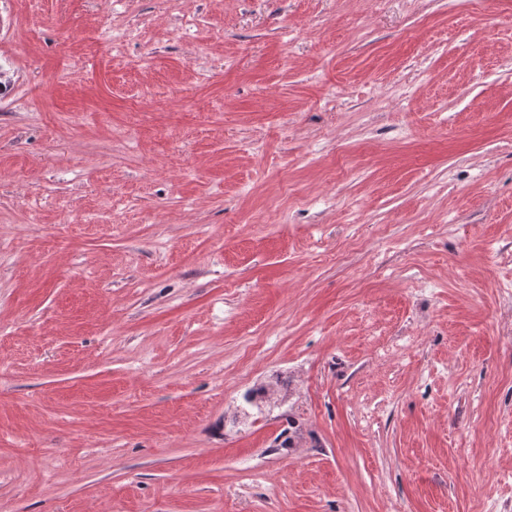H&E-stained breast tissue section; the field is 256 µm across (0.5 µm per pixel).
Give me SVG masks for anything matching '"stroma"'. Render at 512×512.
<instances>
[{"label":"stroma","mask_w":512,"mask_h":512,"mask_svg":"<svg viewBox=\"0 0 512 512\" xmlns=\"http://www.w3.org/2000/svg\"><path fill=\"white\" fill-rule=\"evenodd\" d=\"M0 512H512V0H0Z\"/></svg>","instance_id":"stroma-1"}]
</instances>
